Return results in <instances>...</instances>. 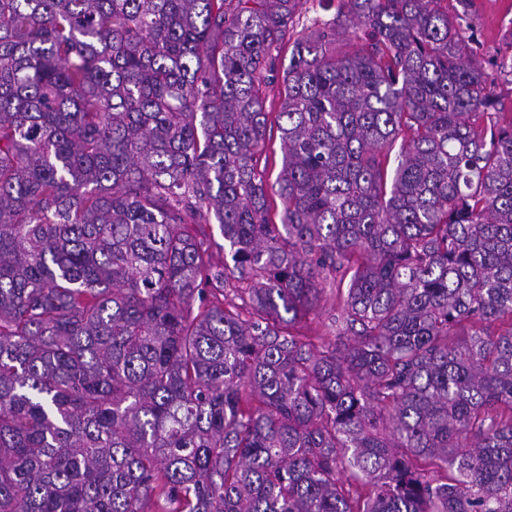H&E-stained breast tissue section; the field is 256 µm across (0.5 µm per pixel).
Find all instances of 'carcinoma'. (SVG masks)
<instances>
[{"label":"carcinoma","mask_w":512,"mask_h":512,"mask_svg":"<svg viewBox=\"0 0 512 512\" xmlns=\"http://www.w3.org/2000/svg\"><path fill=\"white\" fill-rule=\"evenodd\" d=\"M338 2L0 0V512H512L474 0ZM298 6L295 30L302 31L313 23L315 19L329 20L335 13V7L319 2L320 0H301ZM265 157H267V175L269 183H274L282 166V153L280 150V131L276 124H273L271 131L268 132L266 142V151L262 156L261 165L264 164ZM340 315V309L336 302V291L333 292L326 287L320 307L307 319V324L313 332L322 336H333L336 331L337 316Z\"/></svg>","instance_id":"1"}]
</instances>
